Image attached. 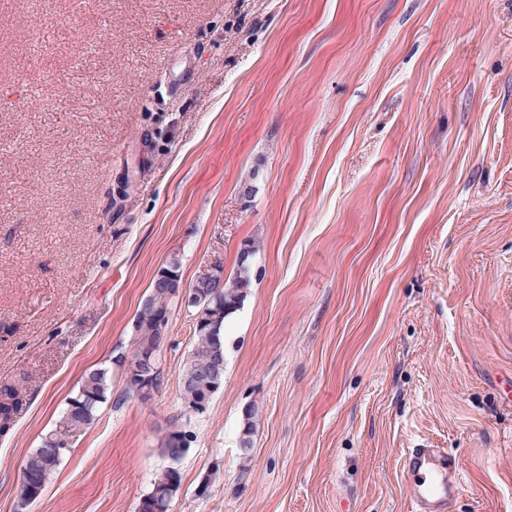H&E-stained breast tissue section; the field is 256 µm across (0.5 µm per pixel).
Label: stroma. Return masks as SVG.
<instances>
[{
	"label": "stroma",
	"instance_id": "obj_1",
	"mask_svg": "<svg viewBox=\"0 0 512 512\" xmlns=\"http://www.w3.org/2000/svg\"><path fill=\"white\" fill-rule=\"evenodd\" d=\"M251 244L222 387L113 373L42 496L22 464L130 349L156 272ZM0 512H411L401 462L456 455L448 512H512V0H0ZM255 406L249 459L243 412ZM206 495H198L200 484ZM25 404V394L13 384L0 386V434H6ZM181 483L179 470L170 466L165 467L155 478L153 487L139 502L138 512H169L173 493L177 491ZM163 486L168 491L167 499H156L153 495L155 487Z\"/></svg>",
	"mask_w": 512,
	"mask_h": 512
}]
</instances>
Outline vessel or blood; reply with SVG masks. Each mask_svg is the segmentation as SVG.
<instances>
[{
  "label": "vessel or blood",
  "instance_id": "b4317fda",
  "mask_svg": "<svg viewBox=\"0 0 512 512\" xmlns=\"http://www.w3.org/2000/svg\"><path fill=\"white\" fill-rule=\"evenodd\" d=\"M402 473L409 486L414 512H446L461 487L455 456L427 444L407 449Z\"/></svg>",
  "mask_w": 512,
  "mask_h": 512
}]
</instances>
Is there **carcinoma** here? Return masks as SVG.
I'll use <instances>...</instances> for the list:
<instances>
[{"label": "carcinoma", "instance_id": "obj_1", "mask_svg": "<svg viewBox=\"0 0 512 512\" xmlns=\"http://www.w3.org/2000/svg\"><path fill=\"white\" fill-rule=\"evenodd\" d=\"M217 277L210 280L206 293L214 295L210 303L196 306L193 339L194 344L180 372V377L194 376V382L179 381L181 402L194 404L212 397L214 390L210 380L198 370L217 356L224 354V326L227 319L244 303L251 288L250 265L238 261L234 275L224 277V269L214 268ZM175 290L156 287L151 282L150 291L143 300L133 322L134 336L132 351L121 352L116 364L122 369V376L141 363V358L151 348L157 346L158 323L168 324ZM110 388L108 372L102 369L86 373L76 396L70 398L68 407L51 432L41 438L38 448L28 455L35 471L38 486L46 488L55 473L60 459L49 449L69 439L75 432L90 426L97 417L101 405L106 401ZM25 404V394L13 384L0 386V434L9 431L15 416ZM181 436L186 446H191L194 434L189 430L176 429L168 433L162 452L172 458L175 436ZM181 483V474L171 467L164 468L155 478L153 486H163L168 495H173ZM171 499H157L148 492L139 502L138 512H170Z\"/></svg>", "mask_w": 512, "mask_h": 512}]
</instances>
